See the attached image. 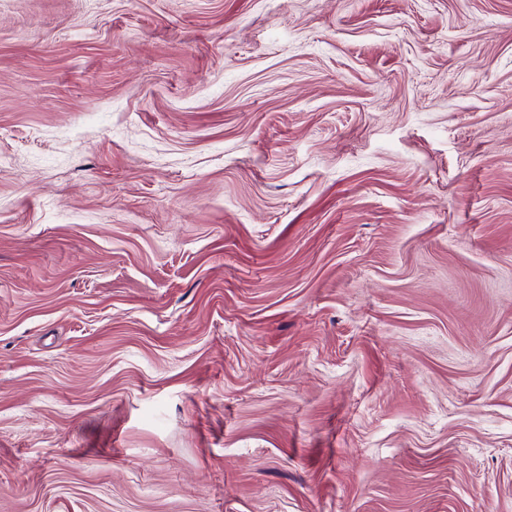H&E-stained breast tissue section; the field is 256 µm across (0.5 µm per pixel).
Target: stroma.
I'll return each instance as SVG.
<instances>
[{
    "label": "stroma",
    "mask_w": 512,
    "mask_h": 512,
    "mask_svg": "<svg viewBox=\"0 0 512 512\" xmlns=\"http://www.w3.org/2000/svg\"><path fill=\"white\" fill-rule=\"evenodd\" d=\"M0 512H512V0H0Z\"/></svg>",
    "instance_id": "1"
}]
</instances>
